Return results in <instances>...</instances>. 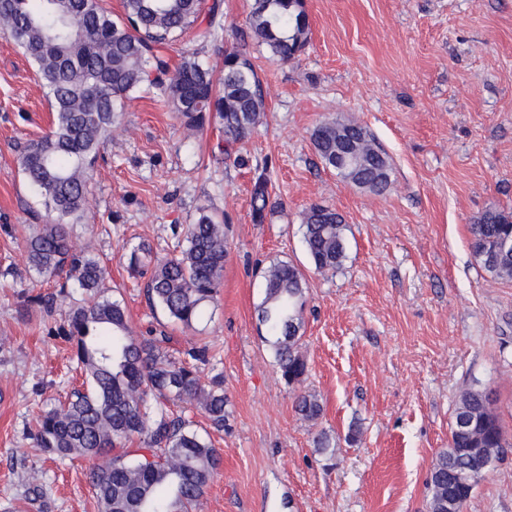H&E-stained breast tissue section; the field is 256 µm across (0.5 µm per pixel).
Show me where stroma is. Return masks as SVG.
<instances>
[{
  "label": "stroma",
  "instance_id": "stroma-1",
  "mask_svg": "<svg viewBox=\"0 0 512 512\" xmlns=\"http://www.w3.org/2000/svg\"><path fill=\"white\" fill-rule=\"evenodd\" d=\"M253 0H223L211 41L187 33L161 50L221 65L244 45L265 90V117L222 154L217 119L195 139L176 112L142 90L126 101L101 150L76 247L105 267L108 298L136 332L167 331L174 356L211 347L203 383L222 381L223 429L187 417L222 464L191 512H429L427 482L469 389L491 391L512 440V280L492 277L471 248V224L512 215V0H306L309 43L272 60L249 35ZM51 103L36 67L0 35V512H98L92 476L103 456L54 460L31 436L34 413L65 399L72 347L32 298L47 291L29 266V225L57 222L21 174L16 146L48 131ZM353 119L387 153L381 195L326 169L311 133ZM271 212L252 218L258 177ZM345 220L346 258L318 271L303 243L310 205ZM226 224L228 256L214 304L194 327L150 306L127 256L139 244L181 250L200 213ZM297 265L306 279L301 352L287 385L258 319L263 270ZM317 396L321 417L295 400ZM326 432L333 446L317 450ZM41 491L46 508L32 504ZM463 512H512V451L496 460Z\"/></svg>",
  "mask_w": 512,
  "mask_h": 512
}]
</instances>
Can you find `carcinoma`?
<instances>
[{
    "label": "carcinoma",
    "mask_w": 512,
    "mask_h": 512,
    "mask_svg": "<svg viewBox=\"0 0 512 512\" xmlns=\"http://www.w3.org/2000/svg\"><path fill=\"white\" fill-rule=\"evenodd\" d=\"M114 19L99 0H0V33L18 45L37 68L54 104L51 126L21 148L19 167L45 208L59 222L42 224L25 237L30 267L58 289L34 297L44 313L62 309L57 335L74 348L84 388L67 400L41 409L33 433L39 447L60 459L113 455L94 475L99 512H188L205 493L221 465L211 443L191 422L151 400L177 401L199 409L210 425L224 429L221 383L207 386L196 363H205L209 347L188 352L181 361L170 351L164 331L138 336L125 307L104 295L106 272L91 250L74 248L68 225L86 210L88 184L100 150L117 125L124 101L146 86L177 112L188 136L200 132L209 115L219 119L227 142L243 141L262 122L265 97L250 59L236 47L224 49L220 77L194 55L173 66L158 48L193 28L203 41L221 28L219 5L205 0H122ZM251 36L282 62L295 59L309 40L304 0H254L248 18ZM222 90L215 92V84ZM323 164L343 180L377 194L390 186V163L368 130L353 121L317 126L311 135ZM268 181L258 178L252 191L254 220L261 222L269 202ZM303 239L319 271L335 270L346 257L341 214L312 205L303 212ZM471 247L485 271L512 279V216L488 210L471 225ZM180 254L158 260L146 282L149 300L187 328L215 302L228 255L224 225L202 214L187 227ZM150 249L131 251L128 267H145ZM265 297L258 316L267 326L276 362L287 384L299 381L307 363L299 352L306 304L302 271L276 262L263 271ZM87 298L67 301V282ZM491 404L485 390L463 394L453 412L448 449L440 453L428 482L431 512H463L485 471L476 469L465 448H508L500 420H487ZM297 413L315 420L322 405L312 394L295 401ZM472 415V424L458 420Z\"/></svg>",
    "instance_id": "cac0c4a2"
}]
</instances>
